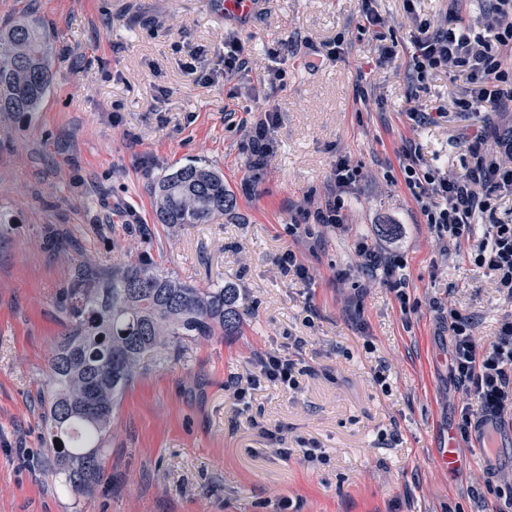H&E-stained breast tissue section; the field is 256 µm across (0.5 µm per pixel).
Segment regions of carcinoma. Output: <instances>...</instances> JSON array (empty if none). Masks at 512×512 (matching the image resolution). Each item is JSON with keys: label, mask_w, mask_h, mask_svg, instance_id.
<instances>
[{"label": "carcinoma", "mask_w": 512, "mask_h": 512, "mask_svg": "<svg viewBox=\"0 0 512 512\" xmlns=\"http://www.w3.org/2000/svg\"><path fill=\"white\" fill-rule=\"evenodd\" d=\"M54 74L53 46L39 18L0 29V113L38 111ZM154 192L157 223L170 226L205 224L236 205L223 174L195 164L160 179ZM59 309L65 333L49 357L40 402L45 452L61 486L85 499L100 478L112 417L144 356L168 358L193 338L236 336L244 308L234 286L199 288L140 256L112 268L74 262Z\"/></svg>", "instance_id": "obj_1"}]
</instances>
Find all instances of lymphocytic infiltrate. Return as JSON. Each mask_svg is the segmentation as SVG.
Returning <instances> with one entry per match:
<instances>
[{
	"label": "lymphocytic infiltrate",
	"mask_w": 512,
	"mask_h": 512,
	"mask_svg": "<svg viewBox=\"0 0 512 512\" xmlns=\"http://www.w3.org/2000/svg\"><path fill=\"white\" fill-rule=\"evenodd\" d=\"M416 29L411 67L417 82H424L435 70L460 69L472 85L469 98L460 103L464 111L512 110V70L505 67L512 57V0H492L484 30L477 34L464 25L454 5L446 24L434 27L422 20ZM277 120L276 109L269 108L246 130L255 168L266 165L273 152L271 131ZM491 132L496 135L492 158L484 150ZM469 151L470 165L455 176L425 167L418 150L407 148L404 182L438 240L447 247L468 245L469 259L512 301V224L498 221L494 206L499 193L512 189V128L478 125ZM360 176L358 168L339 160L331 189L323 200L309 201L307 217L317 224L343 227L344 193ZM357 253L371 280L402 292L406 277L400 258L364 241L358 244ZM447 328L452 338L448 367L467 399L457 430L464 439L474 431L489 437L493 428L512 421V318L503 320L496 336L487 342L475 338L471 319L458 312H449Z\"/></svg>",
	"instance_id": "f902f5d3"
}]
</instances>
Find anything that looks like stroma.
Listing matches in <instances>:
<instances>
[{"mask_svg":"<svg viewBox=\"0 0 512 512\" xmlns=\"http://www.w3.org/2000/svg\"><path fill=\"white\" fill-rule=\"evenodd\" d=\"M367 2L381 38L362 29ZM27 14L54 42L56 76L38 112L0 116V512H279L286 498L295 512H495L512 501V430L494 466L466 442L455 470L436 457L465 403L441 312L471 317L485 341L512 316L466 250H442L401 172L413 146L428 167L464 173L482 119L456 106L465 74L412 77L416 24L445 22L448 0H257L244 15L224 0H0V26ZM233 40L248 67L227 81L218 61ZM299 41L343 49L310 70ZM384 44L397 55L382 63ZM277 69L284 82L270 81ZM411 106L433 121H411ZM271 107L274 154L258 170L244 124ZM341 158L363 172L345 196L347 228L289 236ZM190 162L223 173L234 215L157 223L154 181ZM55 235L64 248L48 245ZM361 241L403 260L404 297L361 272ZM290 251L310 278L282 271ZM136 252L198 287L235 285L246 329L186 341L167 365L145 356L84 504L60 491L44 452L58 300L75 259L119 266ZM266 351L307 367L299 388L264 380L236 400L233 381ZM312 446L324 462L304 459Z\"/></svg>","mask_w":512,"mask_h":512,"instance_id":"stroma-1","label":"stroma"}]
</instances>
